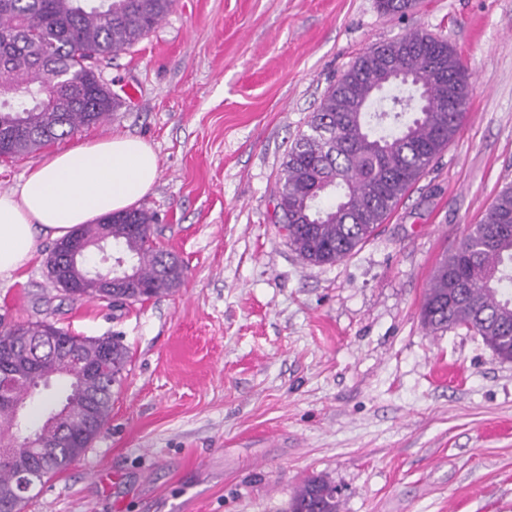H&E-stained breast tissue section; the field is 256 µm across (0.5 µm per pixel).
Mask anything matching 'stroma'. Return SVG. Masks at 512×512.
Returning <instances> with one entry per match:
<instances>
[{
	"label": "stroma",
	"instance_id": "1",
	"mask_svg": "<svg viewBox=\"0 0 512 512\" xmlns=\"http://www.w3.org/2000/svg\"><path fill=\"white\" fill-rule=\"evenodd\" d=\"M414 30L474 90L455 139L364 244L300 259L276 222L285 154L330 83ZM101 75L103 123L0 159V193L46 156L115 134L151 144L139 207L186 268L115 310L50 280L53 247L0 278V319H48L129 349L101 435L22 512H278L310 476L338 512H512V361L462 327L429 332L439 263L512 184V0H176Z\"/></svg>",
	"mask_w": 512,
	"mask_h": 512
}]
</instances>
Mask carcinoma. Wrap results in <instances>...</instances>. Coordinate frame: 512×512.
<instances>
[{
    "label": "carcinoma",
    "instance_id": "cac0c4a2",
    "mask_svg": "<svg viewBox=\"0 0 512 512\" xmlns=\"http://www.w3.org/2000/svg\"><path fill=\"white\" fill-rule=\"evenodd\" d=\"M174 0H0V156L38 151L82 127L108 119L118 107L97 66L132 47L170 12ZM388 15H401L414 0H378ZM410 84L383 93L391 77ZM473 88L458 53L422 31L370 47L327 88L318 109L289 148L277 183L278 223L305 261L334 264L367 241L408 189L459 133L465 111L459 99ZM154 213L145 208L114 213L85 224L55 244L47 261L56 286L76 277L66 249L112 241L135 269L143 288H120L109 298L84 279L80 301L122 308L180 287L185 267L153 239ZM433 333L464 327L493 353L512 360V184L498 191L484 218L438 266L422 305ZM77 350L96 370L66 389L69 415L38 440L16 426L0 403V512H22L21 465L41 470V482L66 470L100 436L121 384L128 347L120 336H75L43 319L0 327V358L25 374L68 369ZM293 509L337 512L336 486L314 477L290 503Z\"/></svg>",
    "mask_w": 512,
    "mask_h": 512
}]
</instances>
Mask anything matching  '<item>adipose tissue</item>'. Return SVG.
Here are the masks:
<instances>
[{
	"label": "adipose tissue",
	"instance_id": "adipose-tissue-1",
	"mask_svg": "<svg viewBox=\"0 0 512 512\" xmlns=\"http://www.w3.org/2000/svg\"><path fill=\"white\" fill-rule=\"evenodd\" d=\"M159 175L154 148L128 135L85 142L45 158L18 189L0 194V276L33 257L39 236L59 240L132 207Z\"/></svg>",
	"mask_w": 512,
	"mask_h": 512
}]
</instances>
